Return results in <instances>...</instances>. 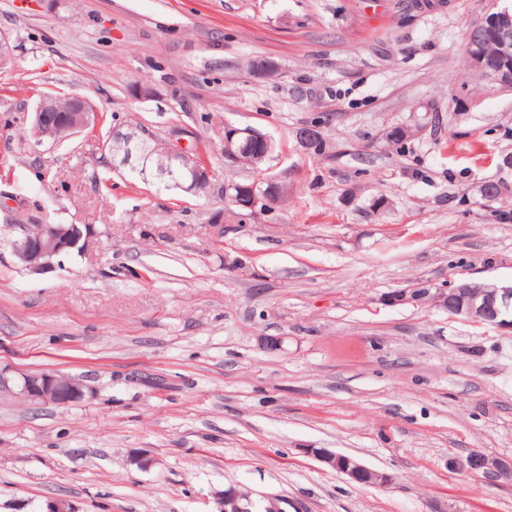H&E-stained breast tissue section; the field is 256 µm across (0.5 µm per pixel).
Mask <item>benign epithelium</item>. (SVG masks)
<instances>
[{"mask_svg": "<svg viewBox=\"0 0 512 512\" xmlns=\"http://www.w3.org/2000/svg\"><path fill=\"white\" fill-rule=\"evenodd\" d=\"M495 36L497 53L508 60V66L490 69L486 66L485 54L470 52L472 65L486 77L498 82L503 87L512 88V10H500L490 20L480 19L471 28V45L480 41L486 31ZM57 97L45 94L40 99L31 124V136L38 146L49 143L55 145L99 124V113L92 110L91 102L84 98L71 97V106L66 111L56 108ZM126 144L125 152L112 153V142ZM142 137L133 131L123 132L114 129L106 140L99 144L97 162L116 170L132 167L139 172L141 180L155 184L162 179L158 170L148 166V154L139 151L138 144ZM167 156L170 165L180 169L176 182L178 188L186 194L195 195L197 187L204 181H212L214 173L204 161H199L194 152L183 148L174 141L158 142ZM272 146V140L261 131L251 128L227 126L224 128V155L233 162H241L240 151L246 147L255 148L260 156H265ZM277 200L275 189L263 193L241 191L233 196V206L256 212L257 209ZM93 232L89 224H43L41 233L32 237L28 225H17V234L10 242L13 256L17 262L32 273H41L62 266V258L73 253L82 255L92 245ZM391 305L429 302L448 312L453 317H462L472 323L490 325L498 328L512 329V285L485 283L482 288H469L463 280L450 281L439 288H427L417 283L410 288L396 290L385 296ZM87 385L83 380L59 372H19L12 374V369L0 366V398H19L34 404L53 403L68 405L85 396ZM312 453L323 463L336 471L349 476L358 483L386 485L392 477L386 473L372 470L356 459L337 454L327 448H314ZM458 470L487 477L512 478V460L490 458L473 451L465 458L452 462ZM245 495L232 489L224 492L220 498V512H243L242 501ZM40 512H79L73 504L62 498L46 500Z\"/></svg>", "mask_w": 512, "mask_h": 512, "instance_id": "obj_1", "label": "benign epithelium"}]
</instances>
